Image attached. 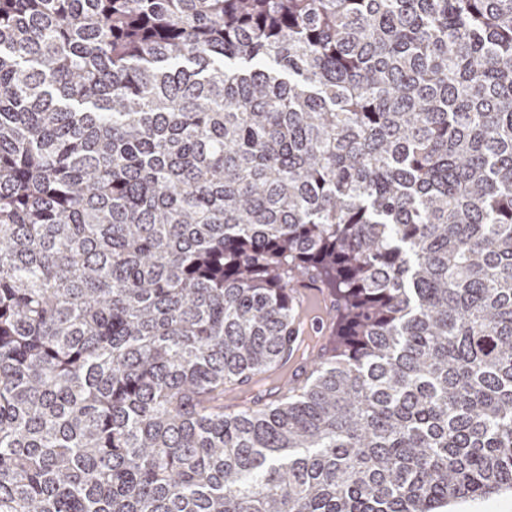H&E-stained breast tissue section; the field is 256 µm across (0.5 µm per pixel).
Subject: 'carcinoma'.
I'll return each instance as SVG.
<instances>
[{"mask_svg": "<svg viewBox=\"0 0 512 512\" xmlns=\"http://www.w3.org/2000/svg\"><path fill=\"white\" fill-rule=\"evenodd\" d=\"M507 491L512 0H0V512ZM295 288H297V295L302 300V311H304L306 306L305 315L307 316L309 326L315 332L320 331L328 324V309L322 301L321 296L307 278H301ZM316 303L318 305L319 314L312 315Z\"/></svg>", "mask_w": 512, "mask_h": 512, "instance_id": "1", "label": "carcinoma"}]
</instances>
